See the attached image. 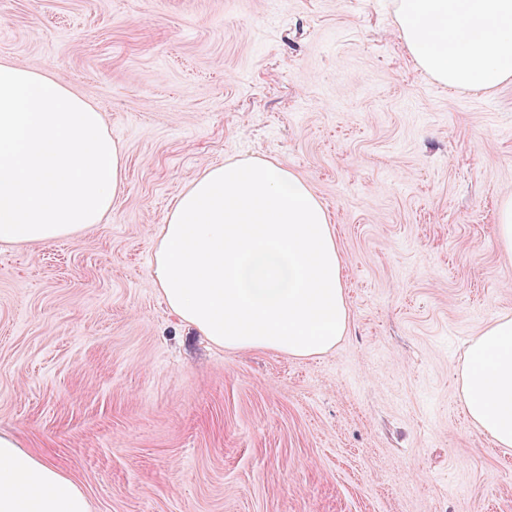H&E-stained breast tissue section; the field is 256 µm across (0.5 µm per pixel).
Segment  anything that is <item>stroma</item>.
<instances>
[{
    "label": "stroma",
    "mask_w": 512,
    "mask_h": 512,
    "mask_svg": "<svg viewBox=\"0 0 512 512\" xmlns=\"http://www.w3.org/2000/svg\"><path fill=\"white\" fill-rule=\"evenodd\" d=\"M395 0H0V63L83 96L123 154L106 220L0 244V431L91 512H512V447L458 373L512 316V79L448 90ZM288 167L336 232L347 330L308 359L167 307L158 230L211 165ZM497 235L502 244L512 249V198L504 200L497 214Z\"/></svg>",
    "instance_id": "35a3bbf8"
}]
</instances>
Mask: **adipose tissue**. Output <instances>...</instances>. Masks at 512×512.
Returning <instances> with one entry per match:
<instances>
[{
  "instance_id": "ef3b65f1",
  "label": "adipose tissue",
  "mask_w": 512,
  "mask_h": 512,
  "mask_svg": "<svg viewBox=\"0 0 512 512\" xmlns=\"http://www.w3.org/2000/svg\"><path fill=\"white\" fill-rule=\"evenodd\" d=\"M415 62L451 88L512 79V0H396ZM123 156L101 115L39 71L0 64V243H44L103 221ZM155 280L170 310L217 346L329 351L347 330L341 263L310 187L280 164L208 167L160 231ZM471 421L512 447V317L471 345L461 371ZM0 512H91L79 485L0 433Z\"/></svg>"
}]
</instances>
